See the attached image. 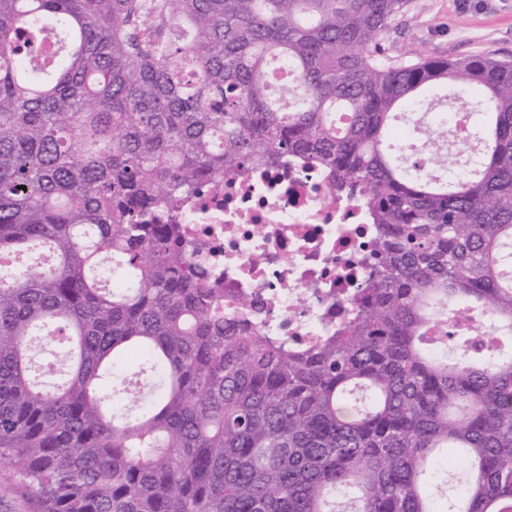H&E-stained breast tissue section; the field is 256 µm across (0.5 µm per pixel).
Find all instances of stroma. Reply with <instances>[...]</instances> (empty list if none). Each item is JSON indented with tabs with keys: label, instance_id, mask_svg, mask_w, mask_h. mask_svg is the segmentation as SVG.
I'll return each instance as SVG.
<instances>
[{
	"label": "stroma",
	"instance_id": "1",
	"mask_svg": "<svg viewBox=\"0 0 512 512\" xmlns=\"http://www.w3.org/2000/svg\"><path fill=\"white\" fill-rule=\"evenodd\" d=\"M384 48L403 60L492 54L512 62V0H409Z\"/></svg>",
	"mask_w": 512,
	"mask_h": 512
}]
</instances>
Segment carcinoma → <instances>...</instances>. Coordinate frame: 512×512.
I'll return each instance as SVG.
<instances>
[{"label":"carcinoma","instance_id":"carcinoma-1","mask_svg":"<svg viewBox=\"0 0 512 512\" xmlns=\"http://www.w3.org/2000/svg\"><path fill=\"white\" fill-rule=\"evenodd\" d=\"M406 3L0 0V460L33 512H512V351L450 358L427 312L465 302L512 336V63L390 59ZM438 84L481 153L425 182L391 132ZM297 157L378 225L367 297L305 354L239 332L176 225ZM50 339L66 367L38 374ZM132 349L148 381L116 389ZM445 473L440 474L431 486L433 494L442 502H445L446 498L449 500L456 493L459 481L463 476V467L457 464L448 468V475ZM436 485H439L438 490L436 489Z\"/></svg>","mask_w":512,"mask_h":512}]
</instances>
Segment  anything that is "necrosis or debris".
Wrapping results in <instances>:
<instances>
[{
  "label": "necrosis or debris",
  "instance_id": "4bbe7bcc",
  "mask_svg": "<svg viewBox=\"0 0 512 512\" xmlns=\"http://www.w3.org/2000/svg\"><path fill=\"white\" fill-rule=\"evenodd\" d=\"M421 179L465 174L456 162L440 167L442 150L476 156L471 118L430 107L417 123L395 127ZM333 177L307 160L263 163L226 176L223 186L201 191L182 213L184 242L206 284L223 289L224 309L241 332H258L305 352L352 321L375 272L370 258L378 232L361 202L332 187ZM449 339L482 351L476 315L464 303L442 312Z\"/></svg>",
  "mask_w": 512,
  "mask_h": 512
}]
</instances>
